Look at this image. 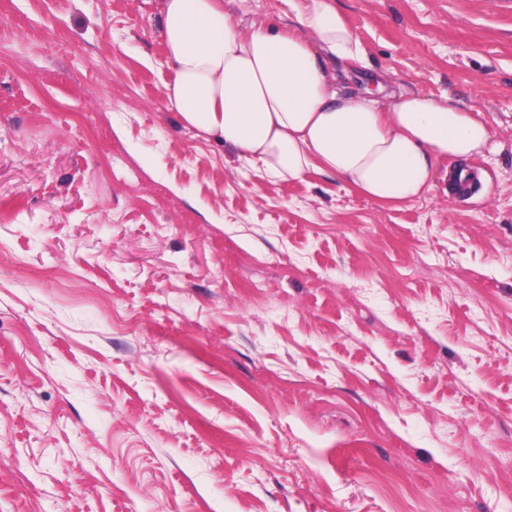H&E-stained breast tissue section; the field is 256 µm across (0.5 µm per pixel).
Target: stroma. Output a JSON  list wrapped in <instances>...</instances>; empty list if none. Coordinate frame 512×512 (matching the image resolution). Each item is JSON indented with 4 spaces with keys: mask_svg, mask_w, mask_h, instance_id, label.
<instances>
[{
    "mask_svg": "<svg viewBox=\"0 0 512 512\" xmlns=\"http://www.w3.org/2000/svg\"><path fill=\"white\" fill-rule=\"evenodd\" d=\"M336 6L349 84L481 112L471 197L260 179L155 0H0V512H512V9Z\"/></svg>",
    "mask_w": 512,
    "mask_h": 512,
    "instance_id": "stroma-1",
    "label": "stroma"
}]
</instances>
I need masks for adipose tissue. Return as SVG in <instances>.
Segmentation results:
<instances>
[{
    "label": "adipose tissue",
    "instance_id": "adipose-tissue-1",
    "mask_svg": "<svg viewBox=\"0 0 512 512\" xmlns=\"http://www.w3.org/2000/svg\"><path fill=\"white\" fill-rule=\"evenodd\" d=\"M288 24L238 22L224 0H157V34L173 79L167 106L224 144L260 178L335 175L382 205L434 181L473 179L469 161L497 148L480 113L384 82L342 93L329 58L359 61L360 42L335 0H287ZM459 166L442 174L440 164Z\"/></svg>",
    "mask_w": 512,
    "mask_h": 512
}]
</instances>
